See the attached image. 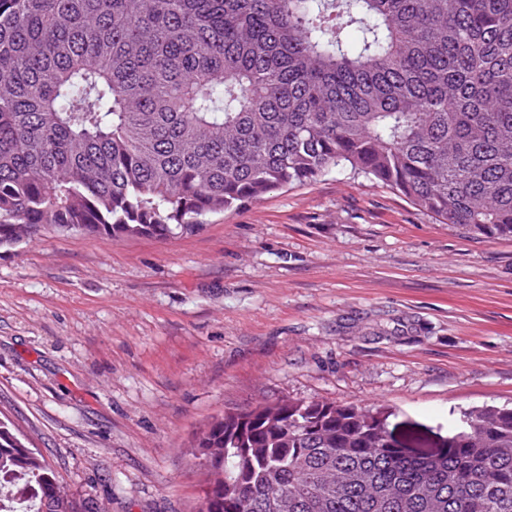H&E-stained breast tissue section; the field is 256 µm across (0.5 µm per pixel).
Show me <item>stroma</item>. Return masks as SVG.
<instances>
[{"label": "stroma", "mask_w": 512, "mask_h": 512, "mask_svg": "<svg viewBox=\"0 0 512 512\" xmlns=\"http://www.w3.org/2000/svg\"><path fill=\"white\" fill-rule=\"evenodd\" d=\"M281 399L386 407L419 452L512 403V238L339 167L166 241L0 250V418L83 512H198L196 436Z\"/></svg>", "instance_id": "stroma-1"}]
</instances>
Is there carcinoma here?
Instances as JSON below:
<instances>
[{
	"mask_svg": "<svg viewBox=\"0 0 512 512\" xmlns=\"http://www.w3.org/2000/svg\"><path fill=\"white\" fill-rule=\"evenodd\" d=\"M348 167L512 238V0H0V248L160 241ZM280 400L196 439L198 512H512V407L419 455ZM0 512H77L0 420Z\"/></svg>",
	"mask_w": 512,
	"mask_h": 512,
	"instance_id": "carcinoma-1",
	"label": "carcinoma"
}]
</instances>
